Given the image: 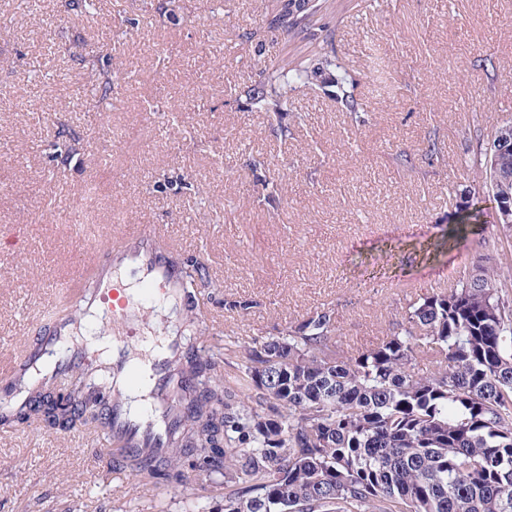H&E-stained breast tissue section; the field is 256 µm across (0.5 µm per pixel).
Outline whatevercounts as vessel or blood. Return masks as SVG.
<instances>
[{
  "label": "vessel or blood",
  "mask_w": 512,
  "mask_h": 512,
  "mask_svg": "<svg viewBox=\"0 0 512 512\" xmlns=\"http://www.w3.org/2000/svg\"><path fill=\"white\" fill-rule=\"evenodd\" d=\"M164 233L155 224L139 225L137 231L120 236L104 251H95L77 278L75 294L86 308L96 309L118 304L121 331L113 333L111 346L112 375L121 387L137 385L149 377L152 387L140 416L130 414L124 401L113 402L110 434L107 438L119 467L132 461L163 463L168 456L166 442L173 423L167 410L172 402L171 383L179 375V321L171 319L166 336L147 350L145 360H137L135 348L128 344L123 331L144 323L150 293L181 301L180 268L163 244ZM70 350V367H84L92 355L81 340L74 320L60 314L45 323L37 340L19 353L0 357V380L14 400L25 397L19 380L27 364L44 360L60 344Z\"/></svg>",
  "instance_id": "1"
}]
</instances>
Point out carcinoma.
I'll list each match as a JSON object with an SVG mask.
<instances>
[{"mask_svg":"<svg viewBox=\"0 0 512 512\" xmlns=\"http://www.w3.org/2000/svg\"><path fill=\"white\" fill-rule=\"evenodd\" d=\"M271 23L284 41L304 32L318 0H281ZM295 69L270 64L244 87L249 112H267L288 137V105L301 89H323L320 78L341 68L329 29ZM123 63L97 73L86 102L112 101ZM332 98L358 111L356 82L341 76ZM507 190L495 208L512 204V152ZM465 214L434 244L444 254L475 232L483 210ZM182 289L192 298L209 285L203 263L182 261ZM180 367L189 384L176 392L181 418L171 451L158 466L136 464L143 485L181 486L186 461L201 457L222 481L224 512H512V263L475 265V275L434 289L413 303L377 345L343 356L328 311L315 312L277 336L227 348L241 361L236 388L225 384L224 361L204 344L201 316L186 308ZM439 356L424 374L420 348ZM82 390L39 394L9 412L11 422L73 431L95 424L112 401L110 367L73 373ZM250 392L255 405L238 398Z\"/></svg>","mask_w":512,"mask_h":512,"instance_id":"obj_1","label":"carcinoma"}]
</instances>
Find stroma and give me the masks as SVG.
I'll return each mask as SVG.
<instances>
[{
  "label": "stroma",
  "mask_w": 512,
  "mask_h": 512,
  "mask_svg": "<svg viewBox=\"0 0 512 512\" xmlns=\"http://www.w3.org/2000/svg\"><path fill=\"white\" fill-rule=\"evenodd\" d=\"M103 2L91 17L66 13L64 0L36 11L0 0V24L13 30L0 40V352L35 338L42 298L80 262L64 222L74 214L91 246L126 224H161L200 259L213 283L199 298L214 321L204 341L216 352L328 310L352 355L381 342L426 290L466 277L485 243L512 261V239L491 223L440 260L414 249L454 224L463 201L491 206L472 158L512 120V0H321L315 21L334 29L365 106L295 93L285 139L274 118L236 100L265 64L292 66L311 49L277 40L270 0H224L216 17L211 0H179V14L143 16L121 40L130 0ZM246 27L260 29V44L237 46ZM94 46L99 66L113 51L132 64L133 80L115 88L123 110L78 98ZM378 55L385 97L368 80ZM187 96L205 106L190 131L149 111ZM431 139L433 161L423 154ZM100 443L95 433L0 426V512H187L202 496L208 512H224L207 473L144 486L102 467Z\"/></svg>",
  "instance_id": "35a3bbf8"
}]
</instances>
